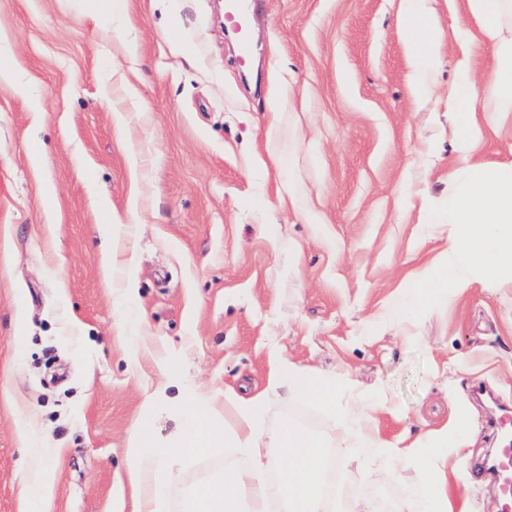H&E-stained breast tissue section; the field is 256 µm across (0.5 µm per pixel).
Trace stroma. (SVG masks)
I'll use <instances>...</instances> for the list:
<instances>
[{"label":"stroma","instance_id":"stroma-1","mask_svg":"<svg viewBox=\"0 0 512 512\" xmlns=\"http://www.w3.org/2000/svg\"><path fill=\"white\" fill-rule=\"evenodd\" d=\"M399 0H252L248 71L215 0H0V512H19L26 417L45 435L51 512L120 505L143 399L179 429L183 393L265 396L264 433L328 442L340 504L403 512L382 462L345 470L339 407L362 403L407 449L460 428L452 512H501L477 463L512 408V286L392 301L429 269L448 224L421 234L419 198L448 211L461 166L445 97L455 42L415 102ZM123 227L105 271L100 229ZM291 363L335 380L336 409L270 387ZM234 448L183 460L168 512L201 480L246 466Z\"/></svg>","mask_w":512,"mask_h":512}]
</instances>
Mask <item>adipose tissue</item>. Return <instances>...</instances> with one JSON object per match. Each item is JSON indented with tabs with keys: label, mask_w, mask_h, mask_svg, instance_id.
<instances>
[{
	"label": "adipose tissue",
	"mask_w": 512,
	"mask_h": 512,
	"mask_svg": "<svg viewBox=\"0 0 512 512\" xmlns=\"http://www.w3.org/2000/svg\"><path fill=\"white\" fill-rule=\"evenodd\" d=\"M432 0H400L411 86L415 100L428 98L433 77L442 63L443 36L430 23ZM474 29L455 34L460 47L457 76L448 87V114L456 128L455 148L464 165L448 171V222L453 230L447 247L430 271L414 280L415 295L451 299L475 285H512V162H490L478 154L484 134L481 113L512 114V0H465ZM490 49L494 64L483 83L471 78L476 49ZM277 385L294 397L335 406L336 384L296 366L273 374ZM156 396L140 407V424L129 451L127 481L136 501L135 512H164L165 492L178 463L219 444L250 456V468H225L217 476L200 481L187 495L184 512H272L281 500L286 512H333L325 494L326 444L293 425L273 437L280 453L269 458L260 452L257 424L264 400L228 396L202 400L193 395L181 401V427L172 441L155 439L149 426ZM232 415L234 427L223 431L217 414ZM344 424L354 425L359 452L371 451L401 464L403 450L381 441L364 411H342ZM32 464L24 475L29 512H46L53 477L44 464L46 450L40 434L28 435ZM448 438L434 439L429 452L415 455L423 477L412 497L421 512H448Z\"/></svg>",
	"instance_id": "ef3b65f1"
}]
</instances>
